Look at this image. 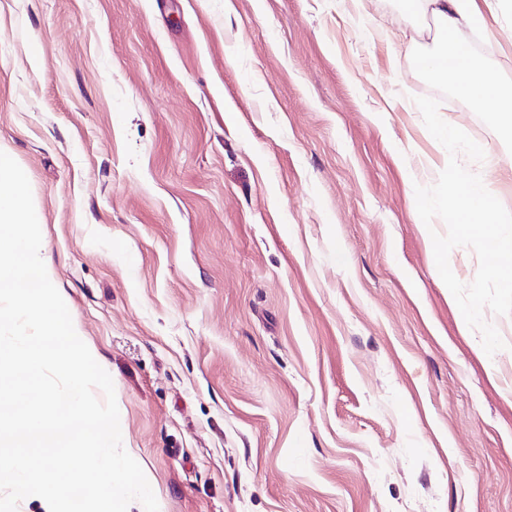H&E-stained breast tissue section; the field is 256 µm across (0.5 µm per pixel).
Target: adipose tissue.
<instances>
[{
	"instance_id": "obj_1",
	"label": "adipose tissue",
	"mask_w": 512,
	"mask_h": 512,
	"mask_svg": "<svg viewBox=\"0 0 512 512\" xmlns=\"http://www.w3.org/2000/svg\"><path fill=\"white\" fill-rule=\"evenodd\" d=\"M418 6L429 11L446 34L436 54L439 64L429 70V77L450 80L464 94L492 100L498 111L511 113L512 86L488 72L457 39L461 23H475L483 18L476 0H418Z\"/></svg>"
}]
</instances>
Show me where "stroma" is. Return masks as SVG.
<instances>
[{"label": "stroma", "instance_id": "35a3bbf8", "mask_svg": "<svg viewBox=\"0 0 512 512\" xmlns=\"http://www.w3.org/2000/svg\"><path fill=\"white\" fill-rule=\"evenodd\" d=\"M419 15L0 0V149L159 512H512V316L486 355L436 273L414 187L449 154L414 99L511 212L512 135L420 71ZM458 38L512 83V0Z\"/></svg>", "mask_w": 512, "mask_h": 512}]
</instances>
